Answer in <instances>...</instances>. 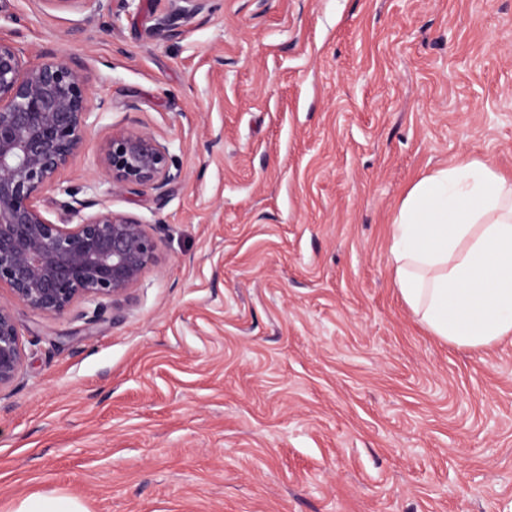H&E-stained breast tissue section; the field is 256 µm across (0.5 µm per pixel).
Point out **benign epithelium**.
Returning a JSON list of instances; mask_svg holds the SVG:
<instances>
[{"mask_svg":"<svg viewBox=\"0 0 512 512\" xmlns=\"http://www.w3.org/2000/svg\"><path fill=\"white\" fill-rule=\"evenodd\" d=\"M55 8L117 18L136 0H39ZM156 30L179 35L210 0H167ZM90 77L77 61L54 53L33 59L12 39L0 38V285L11 298L47 316H62L78 302L94 303L90 322L102 320L103 302L128 297L159 261L158 243L138 218L110 209L102 199H79L82 187L60 173L84 151L97 123L88 95ZM112 189L148 188L157 197L181 178L169 146L151 132L120 129L101 149ZM49 191L67 215L50 220L41 207ZM98 207L88 213L86 209ZM24 348L11 304L0 302V391L23 374Z\"/></svg>","mask_w":512,"mask_h":512,"instance_id":"obj_1","label":"benign epithelium"}]
</instances>
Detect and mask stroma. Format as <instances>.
<instances>
[{"instance_id": "obj_1", "label": "stroma", "mask_w": 512, "mask_h": 512, "mask_svg": "<svg viewBox=\"0 0 512 512\" xmlns=\"http://www.w3.org/2000/svg\"><path fill=\"white\" fill-rule=\"evenodd\" d=\"M163 0L108 19L0 0V36L80 61L113 130L166 141L164 199L112 195L160 260L104 319L11 302L0 512H512V335L429 333L392 284L412 185L472 159L512 177V0ZM164 1L168 2V8L165 14L158 18L156 30L165 37H174L180 33L175 27V21L178 19L188 21L205 10H208V4L211 0ZM21 334L11 311V303L0 302V392L11 387L24 371ZM13 512H87V510L70 496L44 494L22 500Z\"/></svg>"}]
</instances>
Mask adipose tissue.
<instances>
[{"mask_svg": "<svg viewBox=\"0 0 512 512\" xmlns=\"http://www.w3.org/2000/svg\"><path fill=\"white\" fill-rule=\"evenodd\" d=\"M393 286L426 329L488 347L512 335V180L487 162L440 168L391 227Z\"/></svg>", "mask_w": 512, "mask_h": 512, "instance_id": "obj_1", "label": "adipose tissue"}]
</instances>
